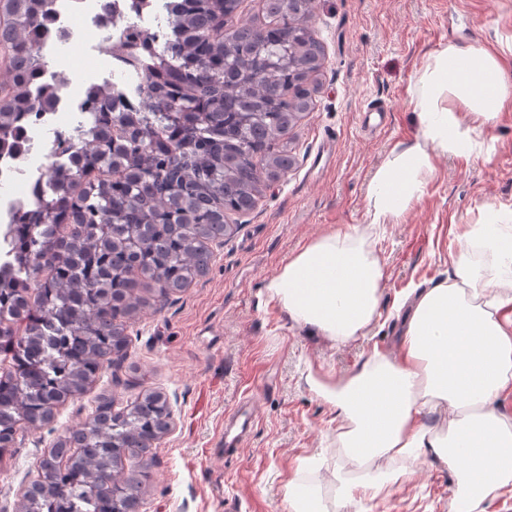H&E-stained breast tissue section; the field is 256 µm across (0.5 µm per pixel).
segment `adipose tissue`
<instances>
[{
  "label": "adipose tissue",
  "instance_id": "1",
  "mask_svg": "<svg viewBox=\"0 0 512 512\" xmlns=\"http://www.w3.org/2000/svg\"><path fill=\"white\" fill-rule=\"evenodd\" d=\"M415 143L392 152L367 193L368 224L397 223L424 193L442 153L486 158L476 139L512 102V68L485 48L448 44L428 53L414 82ZM468 117H461L459 107ZM504 216L485 209L465 225L447 280L411 289L396 352L372 351L336 386L316 385L344 426L341 448L361 472L334 470L341 497L390 490L414 462L430 458L456 477V512H475L496 489L512 485V418L501 398L512 389V236ZM492 254L495 266L477 259ZM386 278L383 260L357 228L323 235L299 251L266 290L296 323L342 345L375 320ZM301 465L286 492L289 512H324Z\"/></svg>",
  "mask_w": 512,
  "mask_h": 512
}]
</instances>
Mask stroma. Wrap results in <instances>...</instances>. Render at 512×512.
<instances>
[{
    "mask_svg": "<svg viewBox=\"0 0 512 512\" xmlns=\"http://www.w3.org/2000/svg\"><path fill=\"white\" fill-rule=\"evenodd\" d=\"M310 26L324 60L313 104L286 136L292 168L253 210L229 216L206 276L140 313L124 359L59 405L51 424L19 430L0 454V512H18L33 462L100 398L120 410L147 390L166 395L173 422L124 464L146 475L141 512H289L286 486L316 453L328 512H454L453 474L422 460L386 494L339 501L329 474L349 460L336 446V412L310 381L345 377L372 350L395 352L399 301L447 278L464 225L480 223L484 206L512 210V105L488 132L491 161L436 155L422 197L373 235L387 277L367 335L336 345L294 323L266 286L316 238L364 227L373 175L416 140L410 88L427 53L512 44V0H319ZM98 44L45 50L48 78L67 82L66 116L78 113V88L101 77Z\"/></svg>",
    "mask_w": 512,
    "mask_h": 512,
    "instance_id": "stroma-1",
    "label": "stroma"
}]
</instances>
